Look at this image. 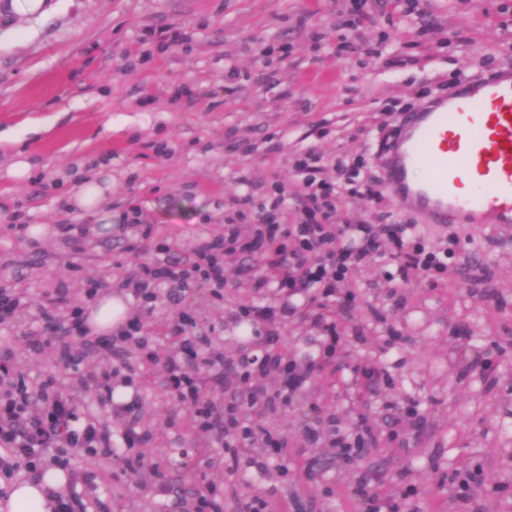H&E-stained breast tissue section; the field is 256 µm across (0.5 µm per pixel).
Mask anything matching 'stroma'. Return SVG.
Listing matches in <instances>:
<instances>
[{
    "instance_id": "35a3bbf8",
    "label": "stroma",
    "mask_w": 512,
    "mask_h": 512,
    "mask_svg": "<svg viewBox=\"0 0 512 512\" xmlns=\"http://www.w3.org/2000/svg\"><path fill=\"white\" fill-rule=\"evenodd\" d=\"M0 0V210L28 226L47 225L46 240L0 223V286L26 295L21 320L0 325V363L22 364L31 394L54 375L114 436L132 432L141 457L154 448L194 447L190 409L177 405L151 423H132L103 400L94 375L112 371L127 346L85 345L71 336L74 359L59 364L56 342L43 336L45 293L67 288L74 304L90 282L122 294L150 336L157 362L136 364L131 396L141 411L168 397L163 362L173 353L161 325L190 313L195 331L215 333L233 356V338L251 333L240 295L258 261L241 256L224 268V295L209 287L184 295L162 286L143 307L127 285L130 273L155 255L158 242L176 262L224 230L226 203H261L279 187L295 189L305 152L320 157V176L335 181L333 161L361 164V178L383 175V145L408 115L455 77L482 78L512 70V0H421V14L398 18L396 0H367L382 18L365 41L389 35L381 58L345 50L354 33L341 26L347 0H46L33 18ZM179 32L164 41L162 29ZM25 158V179L10 175ZM112 178L111 230L73 243L65 225L84 221L63 202L92 170ZM139 210V222L123 216ZM393 222L415 225L432 250L454 251V280L424 290L387 284L395 265L373 258L353 279L355 300L332 309L341 337L335 357L314 353V377L289 407L266 408L261 420L284 441L282 460L237 471L224 464V442L199 460L200 483L224 491V512L259 497L268 512H362L356 486L402 502L417 492L424 512H512V228L494 224L428 225L395 209ZM489 357L491 370L470 362ZM368 363L374 383L353 381ZM415 405L418 414L403 410ZM367 422L366 454L343 457L331 431L352 434ZM322 431L311 440L308 431ZM482 475L460 497L473 467ZM81 498L76 512H174L187 508L179 471L160 464L171 493L125 470L115 455L69 458Z\"/></svg>"
}]
</instances>
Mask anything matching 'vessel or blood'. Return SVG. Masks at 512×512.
I'll list each match as a JSON object with an SVG mask.
<instances>
[{
    "mask_svg": "<svg viewBox=\"0 0 512 512\" xmlns=\"http://www.w3.org/2000/svg\"><path fill=\"white\" fill-rule=\"evenodd\" d=\"M383 166L399 208L434 224L512 227V71L411 113Z\"/></svg>",
    "mask_w": 512,
    "mask_h": 512,
    "instance_id": "1",
    "label": "vessel or blood"
}]
</instances>
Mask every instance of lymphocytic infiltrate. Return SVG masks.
Here are the masks:
<instances>
[{
	"label": "lymphocytic infiltrate",
	"mask_w": 512,
	"mask_h": 512,
	"mask_svg": "<svg viewBox=\"0 0 512 512\" xmlns=\"http://www.w3.org/2000/svg\"><path fill=\"white\" fill-rule=\"evenodd\" d=\"M304 178L296 187L299 215L295 223L282 221L279 203L261 207L252 231L242 235L241 223L248 211L244 201H235L224 218L222 236L200 244L196 256L185 262L157 259L143 265L133 282L134 292L142 304L151 303L158 286L166 285L187 292L190 280H197L219 290L224 286V260L250 253H260L265 266L277 272V289L285 302L281 306L250 304L244 315L257 324H274L288 311H296L301 321L319 326L327 339L328 354H335L339 338L336 324L324 314L323 299L335 296L351 273L365 267L376 250L388 251L398 261L402 283L416 287L434 286L439 280H451L452 274L439 253L427 250L413 240L406 224L390 223L389 197L384 190L367 183L350 188L351 196L365 202L368 220L360 224L336 221L335 186L317 181L316 169L308 160L296 162ZM315 291L320 301L297 309L291 308V297ZM265 367L277 377L274 393L257 389L252 374H244L240 383L250 406H267L274 401L288 402L300 391L314 371L313 364L294 357L267 354ZM168 386L181 402L195 409V421L201 432L199 448H208V432L223 425L231 432L240 448L261 449L264 459L282 456L283 443L255 426L242 425L240 409L230 403L217 408L209 401L198 379L189 375L180 358L167 364ZM13 395L0 402V472L8 470L11 461L25 462L36 469L48 453L66 460L71 450L80 449L94 455L112 448L111 430L97 420H80L75 401L63 395L54 379H47L40 391V410H33L26 382L21 375L10 378Z\"/></svg>",
	"instance_id": "f902f5d3"
}]
</instances>
